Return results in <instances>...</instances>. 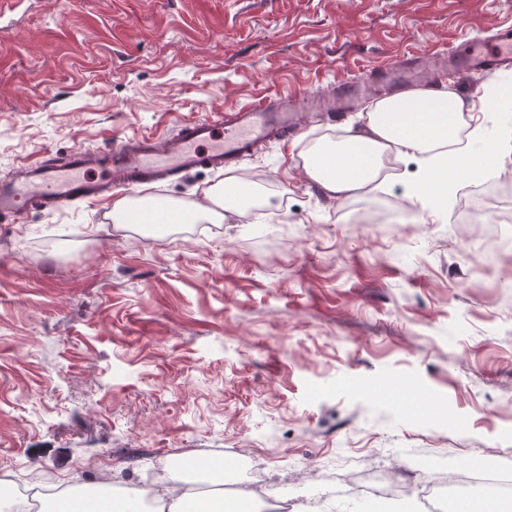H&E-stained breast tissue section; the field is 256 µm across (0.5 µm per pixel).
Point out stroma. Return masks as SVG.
I'll return each instance as SVG.
<instances>
[{"mask_svg":"<svg viewBox=\"0 0 512 512\" xmlns=\"http://www.w3.org/2000/svg\"><path fill=\"white\" fill-rule=\"evenodd\" d=\"M512 27V0H0V180L44 156L164 138L266 95L364 79ZM322 115L235 167L221 224L114 229L112 200L0 222V463L22 485L120 486L221 458L256 512H343L367 488L444 512L472 458L512 481V287L459 198L425 223L415 166L329 200L303 173ZM223 171L117 190L191 213ZM404 390L368 399L366 386ZM447 418L403 415L420 396ZM265 458V483L239 453ZM111 449L107 465L100 453Z\"/></svg>","mask_w":512,"mask_h":512,"instance_id":"obj_1","label":"stroma"}]
</instances>
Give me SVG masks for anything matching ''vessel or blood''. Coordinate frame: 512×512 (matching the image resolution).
<instances>
[{
    "instance_id": "vessel-or-blood-1",
    "label": "vessel or blood",
    "mask_w": 512,
    "mask_h": 512,
    "mask_svg": "<svg viewBox=\"0 0 512 512\" xmlns=\"http://www.w3.org/2000/svg\"><path fill=\"white\" fill-rule=\"evenodd\" d=\"M512 65V31L498 32L491 41L449 53L436 66L420 57L376 67L369 83L337 84L327 94L279 95L264 98L216 120L183 127L172 138L128 137L107 153L70 151L62 161L44 159L0 181V220L18 218L33 206L52 207L76 199H96L114 188L149 184L200 166L219 169L239 162L277 136L295 133L298 117L313 110L344 114L358 98L383 99L404 91L438 84L442 74L482 76Z\"/></svg>"
}]
</instances>
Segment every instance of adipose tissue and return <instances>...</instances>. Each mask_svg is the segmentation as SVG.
Segmentation results:
<instances>
[{"label":"adipose tissue","instance_id":"1","mask_svg":"<svg viewBox=\"0 0 512 512\" xmlns=\"http://www.w3.org/2000/svg\"><path fill=\"white\" fill-rule=\"evenodd\" d=\"M465 109L463 99L448 88L378 100L361 128L347 130L339 141L314 145L304 160V173L329 199L340 202L377 181L389 159L417 162L410 197L429 218L440 220L448 208V184L460 171L481 173L512 153V135L486 140L478 119L460 167L447 165L446 150L457 138Z\"/></svg>","mask_w":512,"mask_h":512}]
</instances>
